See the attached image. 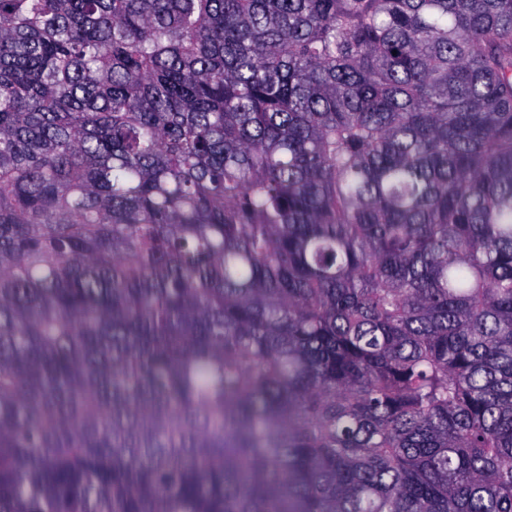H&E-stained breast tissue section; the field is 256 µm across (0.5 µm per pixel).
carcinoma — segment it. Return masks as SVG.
<instances>
[{
	"mask_svg": "<svg viewBox=\"0 0 512 512\" xmlns=\"http://www.w3.org/2000/svg\"><path fill=\"white\" fill-rule=\"evenodd\" d=\"M0 512H512V0H0Z\"/></svg>",
	"mask_w": 512,
	"mask_h": 512,
	"instance_id": "1",
	"label": "carcinoma"
}]
</instances>
